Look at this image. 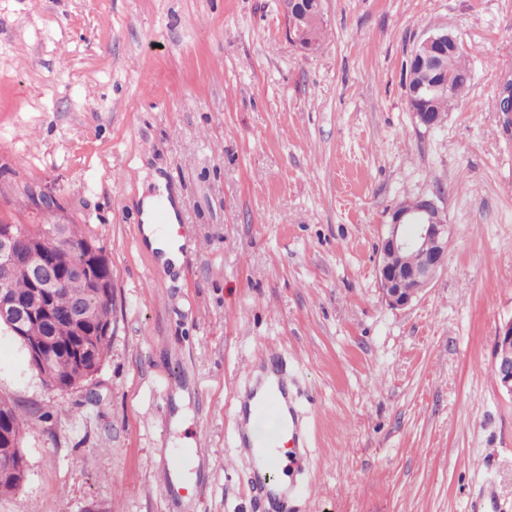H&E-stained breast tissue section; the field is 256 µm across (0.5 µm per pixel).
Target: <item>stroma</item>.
<instances>
[{
    "mask_svg": "<svg viewBox=\"0 0 512 512\" xmlns=\"http://www.w3.org/2000/svg\"><path fill=\"white\" fill-rule=\"evenodd\" d=\"M302 54L280 0H0V221L34 186L112 262L97 374L49 388L0 329V397L40 408L0 512H255L233 399L287 363L308 451L299 512H512V398L492 339L512 317V0H327ZM457 35L473 78L418 126L403 65ZM177 193L180 266L138 239L140 195ZM444 209L447 267L410 307L381 298L395 203ZM198 441L188 500L158 473Z\"/></svg>",
    "mask_w": 512,
    "mask_h": 512,
    "instance_id": "stroma-1",
    "label": "stroma"
}]
</instances>
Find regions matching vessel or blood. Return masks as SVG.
Wrapping results in <instances>:
<instances>
[{"label": "vessel or blood", "instance_id": "b4317fda", "mask_svg": "<svg viewBox=\"0 0 512 512\" xmlns=\"http://www.w3.org/2000/svg\"><path fill=\"white\" fill-rule=\"evenodd\" d=\"M265 371L270 374V381L256 380L235 399L236 430L239 445L253 464L254 498L278 510L284 507L286 497L294 493L293 488H282L281 479L305 453L308 437L302 415L288 403L286 365L273 361ZM267 417L277 420L278 430L266 440H256L252 423ZM202 460L203 450L194 443L170 453L163 468L168 492L173 495L192 492L191 478L197 474Z\"/></svg>", "mask_w": 512, "mask_h": 512}]
</instances>
